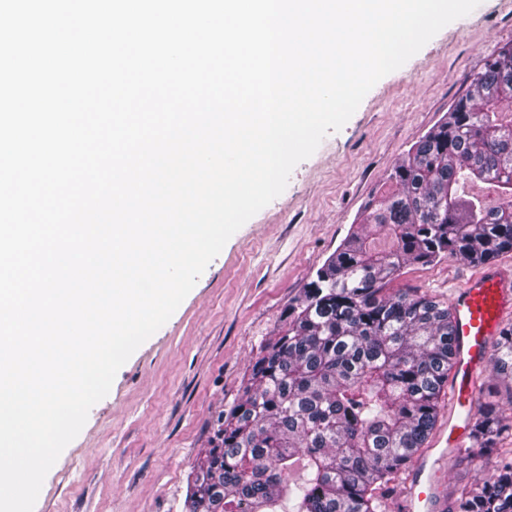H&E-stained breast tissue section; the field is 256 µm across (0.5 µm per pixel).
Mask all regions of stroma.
Here are the masks:
<instances>
[{
  "label": "stroma",
  "instance_id": "stroma-1",
  "mask_svg": "<svg viewBox=\"0 0 512 512\" xmlns=\"http://www.w3.org/2000/svg\"><path fill=\"white\" fill-rule=\"evenodd\" d=\"M512 43V0H481L381 78L338 132L247 221L172 317L118 371L48 472L34 512H184L191 473L288 307L387 188L395 163L442 122L497 47ZM476 264H412L395 280L444 301ZM472 451L438 477L447 506L493 468Z\"/></svg>",
  "mask_w": 512,
  "mask_h": 512
}]
</instances>
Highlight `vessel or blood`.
Returning a JSON list of instances; mask_svg holds the SVG:
<instances>
[{"mask_svg": "<svg viewBox=\"0 0 512 512\" xmlns=\"http://www.w3.org/2000/svg\"><path fill=\"white\" fill-rule=\"evenodd\" d=\"M456 324L455 361L449 379L448 422L402 487L404 512H442L437 469L466 448L474 424L479 382L487 371L492 343L512 316V277L486 267L471 275L451 297Z\"/></svg>", "mask_w": 512, "mask_h": 512, "instance_id": "obj_1", "label": "vessel or blood"}]
</instances>
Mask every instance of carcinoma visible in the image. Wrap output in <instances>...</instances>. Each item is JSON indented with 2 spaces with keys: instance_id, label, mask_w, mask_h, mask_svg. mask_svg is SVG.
I'll return each instance as SVG.
<instances>
[{
  "instance_id": "cac0c4a2",
  "label": "carcinoma",
  "mask_w": 512,
  "mask_h": 512,
  "mask_svg": "<svg viewBox=\"0 0 512 512\" xmlns=\"http://www.w3.org/2000/svg\"><path fill=\"white\" fill-rule=\"evenodd\" d=\"M393 190L288 308L194 468L186 512H378L435 428L453 363L451 306L390 284L409 264H486L512 251V44L491 54L448 117L392 168ZM492 184L494 206L466 192ZM384 234L390 247L380 249ZM494 374L512 381V323ZM500 404L472 438L497 465L458 512H512V448ZM304 476L295 479L296 470Z\"/></svg>"
}]
</instances>
